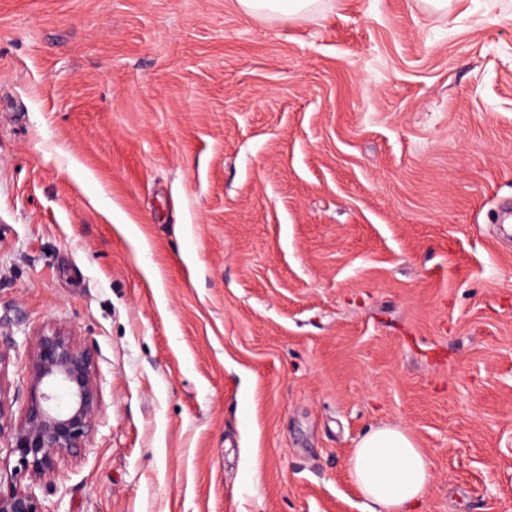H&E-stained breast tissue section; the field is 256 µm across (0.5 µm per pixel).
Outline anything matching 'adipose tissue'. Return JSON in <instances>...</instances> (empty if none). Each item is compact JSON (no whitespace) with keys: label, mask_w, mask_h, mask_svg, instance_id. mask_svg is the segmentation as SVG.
Masks as SVG:
<instances>
[{"label":"adipose tissue","mask_w":512,"mask_h":512,"mask_svg":"<svg viewBox=\"0 0 512 512\" xmlns=\"http://www.w3.org/2000/svg\"><path fill=\"white\" fill-rule=\"evenodd\" d=\"M349 474L370 512H416L429 490L431 463L405 429L384 425L359 440Z\"/></svg>","instance_id":"adipose-tissue-1"}]
</instances>
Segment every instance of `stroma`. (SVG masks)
Listing matches in <instances>:
<instances>
[{
  "label": "stroma",
  "mask_w": 512,
  "mask_h": 512,
  "mask_svg": "<svg viewBox=\"0 0 512 512\" xmlns=\"http://www.w3.org/2000/svg\"><path fill=\"white\" fill-rule=\"evenodd\" d=\"M96 353L47 512H512V0H0V372ZM317 0H238L241 8L256 17L303 16ZM349 474L370 512H416L431 482V463L400 426L366 433L349 459Z\"/></svg>",
  "instance_id": "obj_1"
}]
</instances>
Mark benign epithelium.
Instances as JSON below:
<instances>
[{"label": "benign epithelium", "mask_w": 512, "mask_h": 512, "mask_svg": "<svg viewBox=\"0 0 512 512\" xmlns=\"http://www.w3.org/2000/svg\"><path fill=\"white\" fill-rule=\"evenodd\" d=\"M27 388L19 420L4 409L0 383V447L14 458L0 466V512H46L32 484L85 451L102 417L94 350L59 328L29 337Z\"/></svg>", "instance_id": "obj_1"}]
</instances>
